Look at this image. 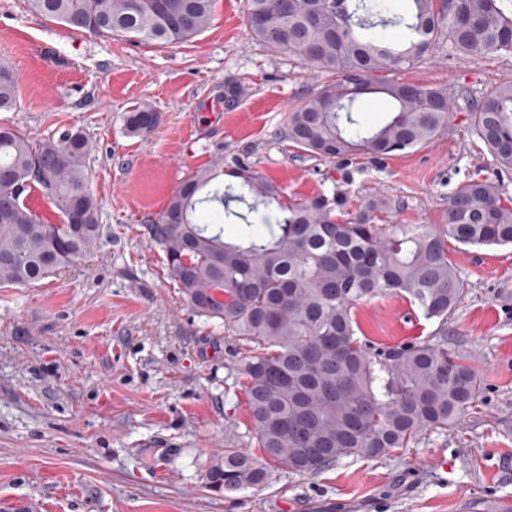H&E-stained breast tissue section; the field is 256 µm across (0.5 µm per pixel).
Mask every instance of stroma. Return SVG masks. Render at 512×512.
<instances>
[{"mask_svg":"<svg viewBox=\"0 0 512 512\" xmlns=\"http://www.w3.org/2000/svg\"><path fill=\"white\" fill-rule=\"evenodd\" d=\"M0 62L18 103L0 123L35 141L63 125L93 144L90 184L103 245L27 288H0V512H488L512 502V246L451 247L464 294L446 324L399 294L362 301L359 336L395 345L445 327L481 375L475 411L410 448L346 458L321 472L273 471L260 489L216 495L204 466L248 446L244 408L224 402L237 344L173 288L141 226L192 170L252 153L289 197L346 191L397 203L385 224L446 221L449 195L473 177L512 197L472 129L471 110L512 78V55L439 47L406 79L448 89V127L423 148L382 160L304 159L288 114L319 77L251 32L244 0H217L207 29L160 47L79 34L0 0ZM158 116L133 135V105Z\"/></svg>","mask_w":512,"mask_h":512,"instance_id":"1","label":"stroma"}]
</instances>
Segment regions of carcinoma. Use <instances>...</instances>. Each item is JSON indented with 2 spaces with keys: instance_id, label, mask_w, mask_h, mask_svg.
<instances>
[{
  "instance_id": "1",
  "label": "carcinoma",
  "mask_w": 512,
  "mask_h": 512,
  "mask_svg": "<svg viewBox=\"0 0 512 512\" xmlns=\"http://www.w3.org/2000/svg\"><path fill=\"white\" fill-rule=\"evenodd\" d=\"M34 13L111 40L174 46L202 33L215 0H28ZM252 33L298 56L324 82L289 114L299 156L340 159L406 153L448 126V89L391 77L417 68L442 43L461 53L512 54V0H245ZM395 28L399 37L386 30ZM365 94H383L393 115L367 129L355 116ZM18 99L14 70L0 64V111ZM129 132H151L137 106ZM476 136L512 168V79L476 102ZM91 144L78 129L36 142L0 125V287L30 286L78 263L101 244L102 208L90 189ZM233 181L224 183V177ZM35 190L60 222L27 203ZM336 191L286 198L249 157H222L191 171L143 225L164 253L168 277L206 321H219L246 352L230 368L224 399L245 407L258 453L230 446L205 471L216 494L259 488L270 468L314 474L349 457L376 458L446 431L476 406L480 375L448 348L443 331L383 346L356 336L354 309L367 298L406 295L445 323L463 293L449 240L512 245V198L471 179L448 198V223L380 224L384 195L348 211ZM78 214L82 222L70 218ZM236 226L232 239L224 224Z\"/></svg>"
}]
</instances>
